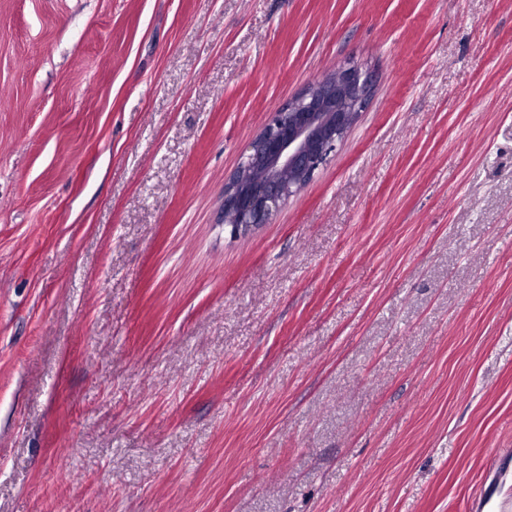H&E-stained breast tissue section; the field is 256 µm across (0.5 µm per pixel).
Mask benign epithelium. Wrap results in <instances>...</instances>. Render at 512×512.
I'll list each match as a JSON object with an SVG mask.
<instances>
[{
	"mask_svg": "<svg viewBox=\"0 0 512 512\" xmlns=\"http://www.w3.org/2000/svg\"><path fill=\"white\" fill-rule=\"evenodd\" d=\"M370 93L361 68L341 67L270 113L224 183V226L232 237L268 223L312 179L356 123Z\"/></svg>",
	"mask_w": 512,
	"mask_h": 512,
	"instance_id": "7a95c632",
	"label": "benign epithelium"
}]
</instances>
